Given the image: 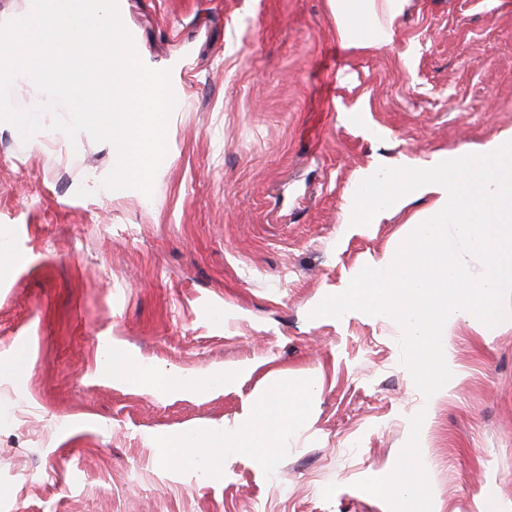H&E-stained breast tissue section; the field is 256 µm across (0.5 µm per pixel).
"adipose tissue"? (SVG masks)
Here are the masks:
<instances>
[{"instance_id": "adipose-tissue-1", "label": "adipose tissue", "mask_w": 512, "mask_h": 512, "mask_svg": "<svg viewBox=\"0 0 512 512\" xmlns=\"http://www.w3.org/2000/svg\"><path fill=\"white\" fill-rule=\"evenodd\" d=\"M406 0H329L336 17V33L340 41L359 48L380 49L395 41V20ZM117 381L132 384L143 391L154 392L161 388L175 389L183 386L182 378L167 372L145 368L129 360L122 352L112 354L108 366ZM312 383L276 386L261 407L246 416L239 425L224 437L207 434L192 441L171 439L170 447L180 449L184 457H193L200 448L209 449L214 459L227 458L236 450H252L264 466H273L275 448L280 438L307 418L313 398Z\"/></svg>"}]
</instances>
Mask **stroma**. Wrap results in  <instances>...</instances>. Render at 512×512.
<instances>
[{
    "instance_id": "1",
    "label": "stroma",
    "mask_w": 512,
    "mask_h": 512,
    "mask_svg": "<svg viewBox=\"0 0 512 512\" xmlns=\"http://www.w3.org/2000/svg\"><path fill=\"white\" fill-rule=\"evenodd\" d=\"M119 9L184 94L152 196L103 188L110 143L0 122V406L22 411L0 421V512H512V320L458 322L428 400L395 322L312 314L427 206L344 223L359 170L512 128V0H408L379 50L345 47L329 0ZM115 350L188 384L115 381ZM308 380L272 468L163 445ZM416 446L422 493L374 495Z\"/></svg>"
}]
</instances>
